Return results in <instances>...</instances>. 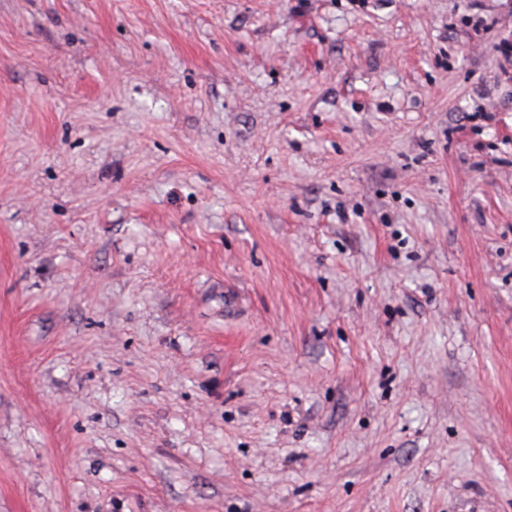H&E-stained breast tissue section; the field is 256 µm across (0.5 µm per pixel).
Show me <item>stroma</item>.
<instances>
[{
  "mask_svg": "<svg viewBox=\"0 0 512 512\" xmlns=\"http://www.w3.org/2000/svg\"><path fill=\"white\" fill-rule=\"evenodd\" d=\"M506 41L0 0V512H512Z\"/></svg>",
  "mask_w": 512,
  "mask_h": 512,
  "instance_id": "obj_1",
  "label": "stroma"
}]
</instances>
